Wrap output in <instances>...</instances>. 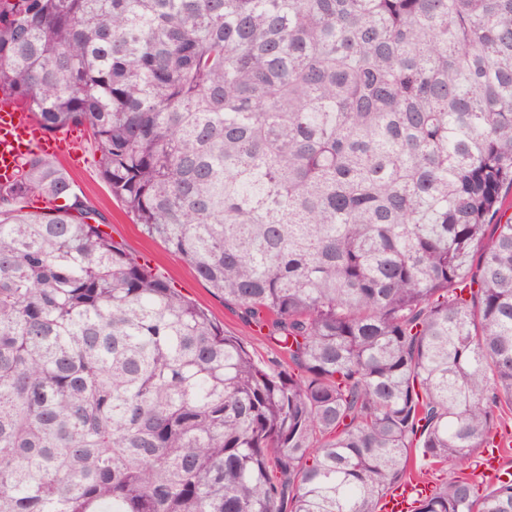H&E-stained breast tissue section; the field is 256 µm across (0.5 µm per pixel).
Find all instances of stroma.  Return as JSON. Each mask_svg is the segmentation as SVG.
I'll return each mask as SVG.
<instances>
[{
  "label": "stroma",
  "instance_id": "stroma-1",
  "mask_svg": "<svg viewBox=\"0 0 512 512\" xmlns=\"http://www.w3.org/2000/svg\"><path fill=\"white\" fill-rule=\"evenodd\" d=\"M79 148L78 162L64 163L63 168L73 180L76 192L105 213L106 230L113 240L204 308L214 323L227 334L238 337L256 358L264 362L273 359V352L256 327L243 322L227 308L223 300L196 277L192 268L161 241L143 235L124 205L112 198L99 173V153L88 133H81Z\"/></svg>",
  "mask_w": 512,
  "mask_h": 512
}]
</instances>
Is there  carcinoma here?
I'll list each match as a JSON object with an SVG mask.
<instances>
[{
  "mask_svg": "<svg viewBox=\"0 0 512 512\" xmlns=\"http://www.w3.org/2000/svg\"><path fill=\"white\" fill-rule=\"evenodd\" d=\"M0 93L281 354L0 183V512H512V0H0ZM62 199L27 213L32 197ZM501 428L494 441L492 429Z\"/></svg>",
  "mask_w": 512,
  "mask_h": 512,
  "instance_id": "1",
  "label": "carcinoma"
}]
</instances>
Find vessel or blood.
<instances>
[{
  "instance_id": "b4317fda",
  "label": "vessel or blood",
  "mask_w": 512,
  "mask_h": 512,
  "mask_svg": "<svg viewBox=\"0 0 512 512\" xmlns=\"http://www.w3.org/2000/svg\"><path fill=\"white\" fill-rule=\"evenodd\" d=\"M48 137L40 123L9 97H0V181L14 178L21 159L43 151Z\"/></svg>"
}]
</instances>
